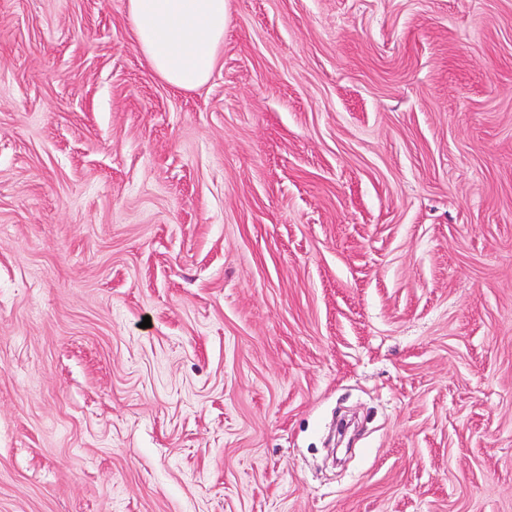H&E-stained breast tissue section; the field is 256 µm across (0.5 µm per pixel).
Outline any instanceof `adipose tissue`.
Masks as SVG:
<instances>
[{
    "label": "adipose tissue",
    "instance_id": "1",
    "mask_svg": "<svg viewBox=\"0 0 512 512\" xmlns=\"http://www.w3.org/2000/svg\"><path fill=\"white\" fill-rule=\"evenodd\" d=\"M137 48L173 87L193 90L209 80L224 40L227 0H127Z\"/></svg>",
    "mask_w": 512,
    "mask_h": 512
}]
</instances>
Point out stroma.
Here are the masks:
<instances>
[{"label": "stroma", "instance_id": "stroma-1", "mask_svg": "<svg viewBox=\"0 0 512 512\" xmlns=\"http://www.w3.org/2000/svg\"><path fill=\"white\" fill-rule=\"evenodd\" d=\"M228 11L0 0V512H512V0ZM137 48L173 87L193 90L209 80L224 41L227 0H127Z\"/></svg>", "mask_w": 512, "mask_h": 512}]
</instances>
